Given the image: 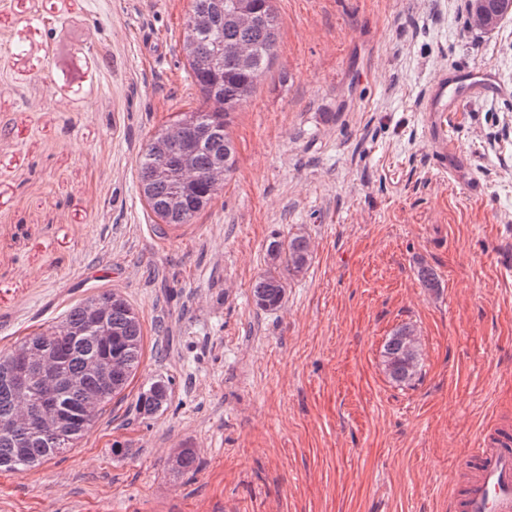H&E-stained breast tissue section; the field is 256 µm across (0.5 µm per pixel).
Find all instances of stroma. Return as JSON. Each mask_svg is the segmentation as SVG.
Returning a JSON list of instances; mask_svg holds the SVG:
<instances>
[{"instance_id":"1","label":"stroma","mask_w":512,"mask_h":512,"mask_svg":"<svg viewBox=\"0 0 512 512\" xmlns=\"http://www.w3.org/2000/svg\"><path fill=\"white\" fill-rule=\"evenodd\" d=\"M274 7L277 52L227 128L234 169L161 239L137 161L201 103L191 0H0V349L102 289L144 328L123 396L68 453L0 472V512H448L461 455L512 423V18ZM446 63L492 67L506 92L449 119L445 176L419 100ZM276 232L308 236L312 260L264 312L250 289ZM405 324L420 376L404 386L382 348ZM161 378L168 408L140 415ZM186 447L200 466L178 477ZM199 468V460L195 449L180 448L171 460V470L176 476L194 473Z\"/></svg>"}]
</instances>
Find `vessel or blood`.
I'll list each match as a JSON object with an SVG mask.
<instances>
[{"mask_svg": "<svg viewBox=\"0 0 512 512\" xmlns=\"http://www.w3.org/2000/svg\"><path fill=\"white\" fill-rule=\"evenodd\" d=\"M503 91L494 69L444 65L428 83L420 102L421 132L440 171L448 169V115L478 97ZM470 472L454 475L462 494L450 495L448 512H512V429L487 425L469 452Z\"/></svg>", "mask_w": 512, "mask_h": 512, "instance_id": "obj_1", "label": "vessel or blood"}]
</instances>
